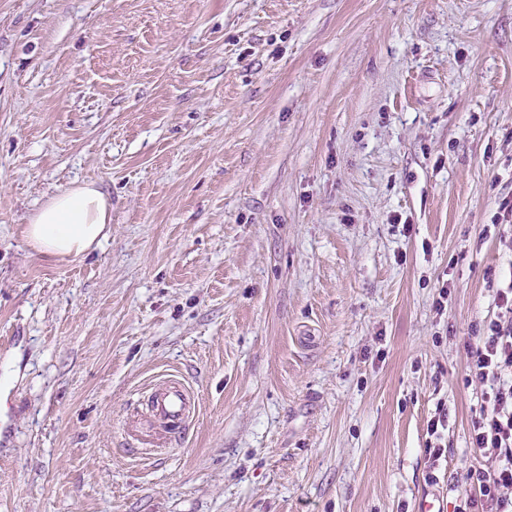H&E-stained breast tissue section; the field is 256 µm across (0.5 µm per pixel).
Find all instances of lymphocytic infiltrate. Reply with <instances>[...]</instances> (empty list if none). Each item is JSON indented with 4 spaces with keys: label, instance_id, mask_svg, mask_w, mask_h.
Masks as SVG:
<instances>
[{
    "label": "lymphocytic infiltrate",
    "instance_id": "obj_1",
    "mask_svg": "<svg viewBox=\"0 0 512 512\" xmlns=\"http://www.w3.org/2000/svg\"><path fill=\"white\" fill-rule=\"evenodd\" d=\"M500 315L478 338L468 365L472 380L486 387L482 413L472 424L471 444L488 457L486 467L469 468L455 512H512V287L499 291Z\"/></svg>",
    "mask_w": 512,
    "mask_h": 512
}]
</instances>
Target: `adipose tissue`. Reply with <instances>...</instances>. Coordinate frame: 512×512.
Wrapping results in <instances>:
<instances>
[{"label": "adipose tissue", "mask_w": 512, "mask_h": 512, "mask_svg": "<svg viewBox=\"0 0 512 512\" xmlns=\"http://www.w3.org/2000/svg\"><path fill=\"white\" fill-rule=\"evenodd\" d=\"M111 231V204L87 183L50 196L30 216L25 237L37 256L64 261L87 255Z\"/></svg>", "instance_id": "1"}]
</instances>
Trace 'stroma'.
I'll use <instances>...</instances> for the list:
<instances>
[{
    "label": "stroma",
    "mask_w": 512,
    "mask_h": 512,
    "mask_svg": "<svg viewBox=\"0 0 512 512\" xmlns=\"http://www.w3.org/2000/svg\"><path fill=\"white\" fill-rule=\"evenodd\" d=\"M87 181L111 235L33 255ZM506 200L512 0H0V512L457 504ZM111 232V204L92 183L53 194L25 227L34 254L59 261L86 256ZM151 412L159 432L156 437L164 439L166 434H180L186 428L195 393L181 379L171 377L156 388L149 397Z\"/></svg>",
    "instance_id": "1"
}]
</instances>
